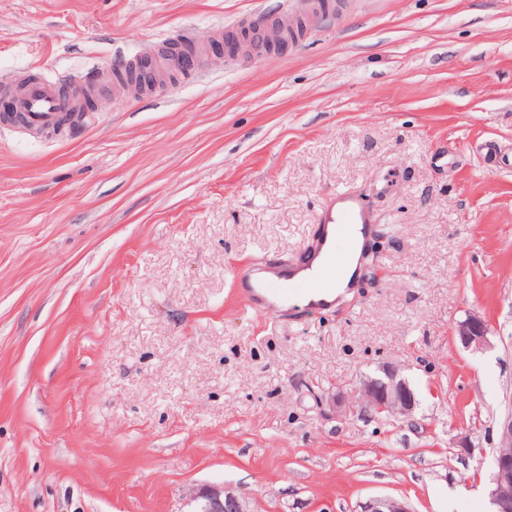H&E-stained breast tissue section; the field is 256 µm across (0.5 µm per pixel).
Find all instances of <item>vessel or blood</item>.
Segmentation results:
<instances>
[{
  "mask_svg": "<svg viewBox=\"0 0 512 512\" xmlns=\"http://www.w3.org/2000/svg\"><path fill=\"white\" fill-rule=\"evenodd\" d=\"M90 93V87L65 88L48 79L19 80L9 90L13 116L35 132L53 129L66 116H82ZM318 223L319 235L300 262L247 265L234 271L237 292L255 313L277 318L287 309L318 313L335 305L338 273L348 267L354 250L353 232L370 228L371 217L359 197L341 194L322 209Z\"/></svg>",
  "mask_w": 512,
  "mask_h": 512,
  "instance_id": "b4317fda",
  "label": "vessel or blood"
}]
</instances>
